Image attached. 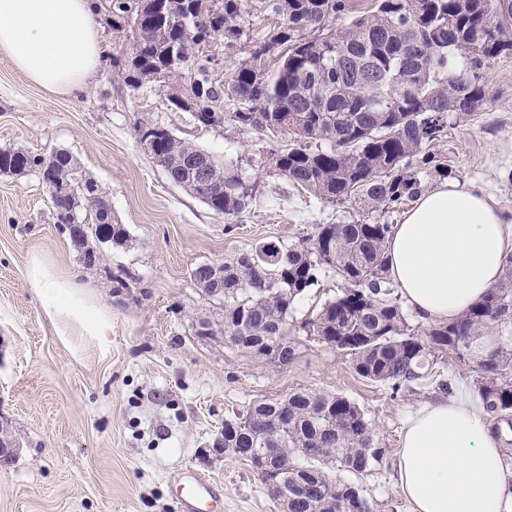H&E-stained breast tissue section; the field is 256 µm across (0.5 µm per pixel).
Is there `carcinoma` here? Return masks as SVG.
I'll return each instance as SVG.
<instances>
[{
    "label": "carcinoma",
    "mask_w": 512,
    "mask_h": 512,
    "mask_svg": "<svg viewBox=\"0 0 512 512\" xmlns=\"http://www.w3.org/2000/svg\"><path fill=\"white\" fill-rule=\"evenodd\" d=\"M249 0H109L114 22L132 31L129 48L112 58L127 85L141 89L152 75L180 80L175 104L195 100L194 121L259 132H286L292 147L272 151L278 175L335 204L394 212L424 187L419 171L448 177V165L425 151L448 130V116L470 115L487 100L485 64L512 52V0H371L355 16L352 0H272L285 22L269 39L255 42L250 61L231 77L238 97L224 111V87L215 76L224 60L204 55L206 38L226 43L248 39L243 25ZM351 17L336 26V20ZM280 45L277 65L259 71L268 41ZM147 149L168 179L210 210L237 216L255 184L211 153L165 133ZM74 186V197L54 198L56 223L83 241L92 234L130 244L123 224L104 218V201L62 151L32 154L0 149V172L20 175L44 166ZM85 210L87 221L79 218ZM391 225L356 221L317 224L292 245L265 242L218 263L196 266L191 277L202 292L222 289L224 335L252 354L287 364L288 315L295 302L330 269L342 282L302 329L351 357L361 377L399 388L427 380L433 366L453 358L474 368L475 391L491 414L494 432L512 446V254L498 283L459 318L422 329L412 324L397 288L386 276L385 249ZM272 336L286 348H270ZM273 423L284 433L268 432ZM361 407L338 393L300 391L284 400L255 404L224 421V448L262 471L287 492L288 512H373L359 487L337 482L330 468L363 473L380 464L385 449ZM279 467L263 469L268 451Z\"/></svg>",
    "instance_id": "cac0c4a2"
}]
</instances>
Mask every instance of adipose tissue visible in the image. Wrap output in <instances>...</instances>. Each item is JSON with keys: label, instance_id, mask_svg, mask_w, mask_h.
Instances as JSON below:
<instances>
[{"label": "adipose tissue", "instance_id": "obj_1", "mask_svg": "<svg viewBox=\"0 0 512 512\" xmlns=\"http://www.w3.org/2000/svg\"><path fill=\"white\" fill-rule=\"evenodd\" d=\"M101 51L92 0H0V52L34 84L52 92L85 89ZM511 247L512 210L494 196L444 180L420 193L393 225L388 275L417 317L447 323L497 282ZM28 275L61 334L76 331L106 343L108 308L40 259L31 260ZM395 472L409 512H512V469L466 386L408 418Z\"/></svg>", "mask_w": 512, "mask_h": 512}]
</instances>
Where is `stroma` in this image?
Listing matches in <instances>:
<instances>
[{
  "label": "stroma",
  "mask_w": 512,
  "mask_h": 512,
  "mask_svg": "<svg viewBox=\"0 0 512 512\" xmlns=\"http://www.w3.org/2000/svg\"><path fill=\"white\" fill-rule=\"evenodd\" d=\"M106 51L93 83L82 91H47L16 71L0 52V148L69 153L83 175L107 193L114 222L133 243L88 236L74 242L56 224L48 188L36 173L0 174V428L18 446L0 466V512H182L175 479L193 473L220 485L223 512H279L252 469L238 458L205 456L225 420L248 406L300 390L342 394L372 422L385 456L360 474L336 468L339 483L357 485L374 512H408L393 480L399 433L407 414L439 396L436 384L392 388L358 376L349 356L301 325L337 296L334 272L295 304L288 328L295 356L285 365L224 340V302L206 296L190 277L201 263L224 260L263 242L295 244L316 224L356 220L398 223L400 212H368L321 201L275 174L270 139L250 130L205 128L175 109L168 90L152 83L132 91L112 58L129 43L128 28L98 8ZM247 41L213 52L232 76L250 44L281 24L251 0ZM486 103L430 150L451 179L474 185L512 209V54L484 69ZM157 124L236 164L258 186L239 216L213 213L172 183L141 143L137 127ZM97 261L87 265L85 251ZM42 258L91 290L112 310V334L101 345L61 337L37 286L28 278ZM212 325L197 335L198 321Z\"/></svg>",
  "instance_id": "stroma-1"
}]
</instances>
